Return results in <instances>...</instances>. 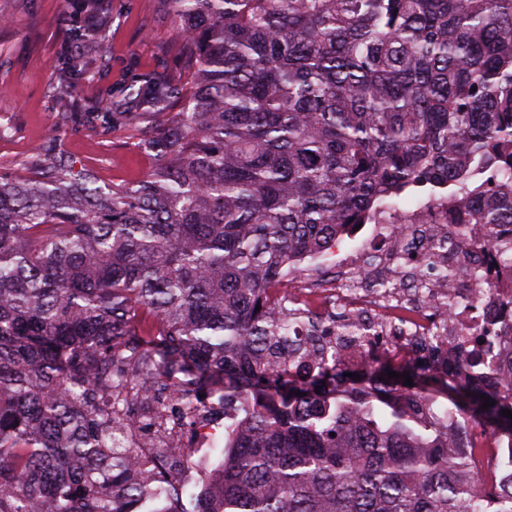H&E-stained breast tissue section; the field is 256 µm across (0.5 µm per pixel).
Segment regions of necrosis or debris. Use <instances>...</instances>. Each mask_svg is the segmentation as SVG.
I'll use <instances>...</instances> for the list:
<instances>
[{"label": "necrosis or debris", "instance_id": "obj_1", "mask_svg": "<svg viewBox=\"0 0 512 512\" xmlns=\"http://www.w3.org/2000/svg\"><path fill=\"white\" fill-rule=\"evenodd\" d=\"M459 212L455 201L443 197L375 217L365 246L337 248L323 280L289 268L279 277L270 298L275 301L289 296L302 310L323 319L341 309L351 320L402 329V336L370 350L354 342L345 344L342 358L352 368L376 360L404 365L424 339L438 330L447 336L448 345L443 356L433 358L432 363L445 370L460 361L456 343L463 330L484 332L486 338L473 345L472 357L485 365L484 382L500 385L505 373L512 370V268L500 262L497 252L478 251V242L487 236L484 225L449 223V216ZM451 234L458 238L454 254L434 251V240ZM411 245L423 260L426 288L421 292L400 288L390 296L381 294L377 282L399 279L397 261ZM449 263L468 278L478 279L484 291L477 300L457 305L442 323L433 313V304L460 291L458 282L438 276L439 268ZM163 415L168 441L181 448L205 444L224 421L223 415L193 409L176 397L167 400Z\"/></svg>", "mask_w": 512, "mask_h": 512}]
</instances>
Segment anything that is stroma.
<instances>
[{
    "label": "stroma",
    "instance_id": "obj_1",
    "mask_svg": "<svg viewBox=\"0 0 512 512\" xmlns=\"http://www.w3.org/2000/svg\"><path fill=\"white\" fill-rule=\"evenodd\" d=\"M99 31L84 66L64 76L72 44L68 16ZM179 22L156 0H111L95 16L75 15L69 0H0V172L27 177L57 161L93 172L99 186L144 179L151 158L137 135L147 113L108 120L107 104L127 99L146 77L187 80L178 55Z\"/></svg>",
    "mask_w": 512,
    "mask_h": 512
}]
</instances>
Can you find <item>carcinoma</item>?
<instances>
[{"mask_svg": "<svg viewBox=\"0 0 512 512\" xmlns=\"http://www.w3.org/2000/svg\"><path fill=\"white\" fill-rule=\"evenodd\" d=\"M191 77L133 108L151 156L135 185L84 169L0 175V512H184L189 451L117 446L141 392L224 401L223 459L196 512H512L448 419L512 438V376L417 362L346 375L334 316L314 374L292 373L279 271L412 189L476 198L512 226V0H157ZM476 91H471L472 87ZM494 401L484 409L481 397ZM447 407H436L438 399Z\"/></svg>", "mask_w": 512, "mask_h": 512, "instance_id": "carcinoma-1", "label": "carcinoma"}]
</instances>
